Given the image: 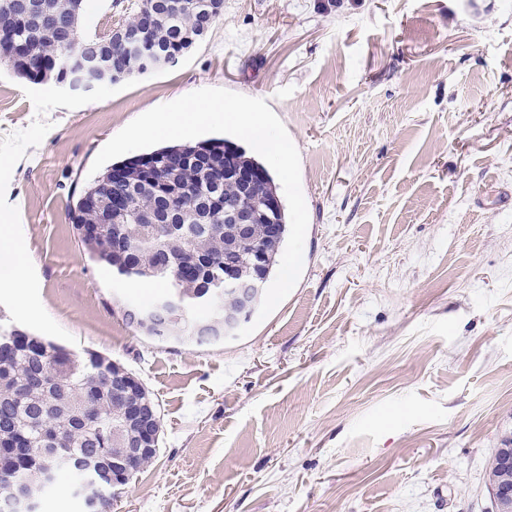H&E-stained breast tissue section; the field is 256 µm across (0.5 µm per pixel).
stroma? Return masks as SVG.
<instances>
[{"label":"stroma","mask_w":512,"mask_h":512,"mask_svg":"<svg viewBox=\"0 0 512 512\" xmlns=\"http://www.w3.org/2000/svg\"><path fill=\"white\" fill-rule=\"evenodd\" d=\"M135 0H88L81 35ZM202 88L266 101L300 156L302 274L247 338L155 340L163 285L68 217L103 146ZM28 256L0 323L124 364L158 456L112 512H495L512 437V0H224L179 61L92 90L0 69V214Z\"/></svg>","instance_id":"obj_1"}]
</instances>
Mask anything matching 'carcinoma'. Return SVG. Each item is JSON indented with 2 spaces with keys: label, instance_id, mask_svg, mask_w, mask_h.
<instances>
[{
  "label": "carcinoma",
  "instance_id": "obj_1",
  "mask_svg": "<svg viewBox=\"0 0 512 512\" xmlns=\"http://www.w3.org/2000/svg\"><path fill=\"white\" fill-rule=\"evenodd\" d=\"M85 6L86 0H0V68L32 82L59 84L66 79L62 59L80 50H97L102 68L95 83L112 82L125 76L126 60L149 72L160 55L187 50L216 22V17L207 16L206 0H138L131 23L149 21L152 31L149 42L130 57L109 37L78 35ZM227 153L239 166L263 172L250 196H240L237 185L224 180ZM146 158L166 175L167 191L161 195L143 178ZM116 168L124 170L125 178L114 182L111 173ZM279 196V187L261 162L225 138L210 139L161 147L112 165L80 194L70 218L82 248L97 264L132 282L154 281L169 293L182 294L190 304L186 316L192 319L206 307L200 294L204 282L214 285L213 305H232L227 295H217L224 262L238 263L248 275L250 253L258 251L264 257L265 279L274 276L288 233L284 206L269 205ZM114 197L127 201L122 236L112 229ZM219 197L226 206L246 205L256 214L250 243L229 248L231 225L224 221V210L209 205ZM153 213L159 223H146L145 216ZM201 224H213L219 232L196 241L193 235ZM159 248L182 262L202 256L205 264L198 276L176 279L157 271ZM14 335L11 327L0 324V448L25 445L27 465L0 467V497L22 484L44 496L53 486L41 482L40 476L50 470L86 488L82 501L93 504L95 512H111L115 495L104 480L105 462L119 449L132 447L138 429L127 421L112 393L109 359L50 341L36 353L28 343L11 346Z\"/></svg>",
  "mask_w": 512,
  "mask_h": 512
}]
</instances>
